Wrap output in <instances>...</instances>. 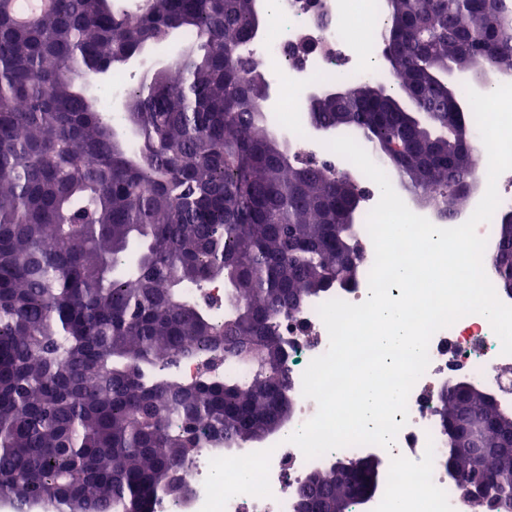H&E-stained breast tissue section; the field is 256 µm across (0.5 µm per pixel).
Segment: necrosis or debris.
<instances>
[{"instance_id":"4bbe7bcc","label":"necrosis or debris","mask_w":512,"mask_h":512,"mask_svg":"<svg viewBox=\"0 0 512 512\" xmlns=\"http://www.w3.org/2000/svg\"><path fill=\"white\" fill-rule=\"evenodd\" d=\"M328 14L319 18L310 0H274L272 28L261 31L250 50L257 58L275 59L286 74L272 73L275 106L270 114L275 126L288 129L303 153L323 159L333 174L354 171L350 161L310 138L298 103L305 87L329 76L362 78L358 59L371 54L378 0H327ZM321 298L307 302L284 325L290 343L289 369L296 407L292 428L311 419L317 405L302 394V375L310 361L324 354L329 336L317 308ZM430 362L414 384L407 402L408 421L391 449L350 446L340 456L373 453L384 461L381 489L354 512H388L390 500L408 495L410 505L422 512H458L462 497L456 480L441 460L447 439L435 418L433 393L448 378L466 376L495 390L502 410L512 412V355L482 316H465L434 334L429 343ZM329 461L328 456L306 459L301 450L279 435L267 445L243 453L206 447L180 473L191 488L187 500H161L157 512H295L296 495L311 471ZM252 467L253 483L238 482L241 464Z\"/></svg>"}]
</instances>
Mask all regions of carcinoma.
Masks as SVG:
<instances>
[{"label":"carcinoma","mask_w":512,"mask_h":512,"mask_svg":"<svg viewBox=\"0 0 512 512\" xmlns=\"http://www.w3.org/2000/svg\"><path fill=\"white\" fill-rule=\"evenodd\" d=\"M51 0L20 21L0 0V497L29 512H155L188 492L199 449L261 442L293 409L283 323L341 288L361 222L358 181L298 165L267 123L262 61L244 51L256 0ZM377 33L397 93L352 81L308 121L349 131L410 197L452 221L473 189L477 152L466 83L443 74L512 73V0H384ZM187 47L126 95L117 131L86 87L173 34ZM490 269L512 275V206L496 215ZM222 282L224 319L187 288ZM232 368L183 385L177 354ZM440 419L461 417L512 448V413L476 385L441 387ZM474 512L512 509V468L458 456ZM329 466L296 512H335Z\"/></svg>","instance_id":"1"}]
</instances>
